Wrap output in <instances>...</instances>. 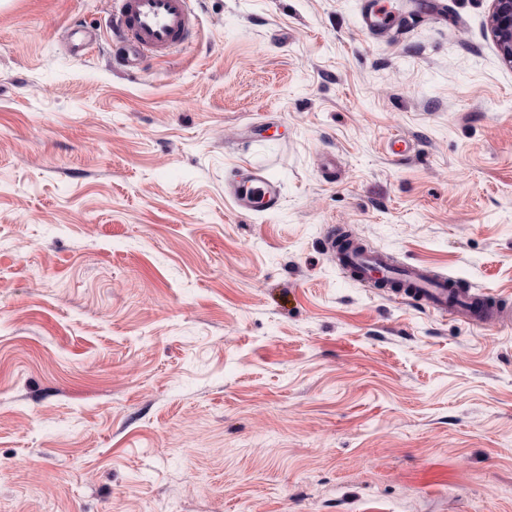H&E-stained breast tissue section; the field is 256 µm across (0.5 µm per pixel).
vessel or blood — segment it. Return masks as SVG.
I'll return each instance as SVG.
<instances>
[{
	"label": "vessel or blood",
	"mask_w": 512,
	"mask_h": 512,
	"mask_svg": "<svg viewBox=\"0 0 512 512\" xmlns=\"http://www.w3.org/2000/svg\"><path fill=\"white\" fill-rule=\"evenodd\" d=\"M366 5L365 26L375 31L399 29L401 23L421 12L416 5L408 12L397 13L387 0H366ZM198 26L190 0H112L109 27L123 65L130 68L188 44ZM227 194L243 214L274 212L282 203L279 182L257 168L232 170ZM336 260L358 283L373 285L382 279L396 282L397 299L439 315L460 313L472 324L482 326L512 323V307L473 293L456 279L435 275L425 267L393 265L389 258L366 247L339 252Z\"/></svg>",
	"instance_id": "vessel-or-blood-1"
}]
</instances>
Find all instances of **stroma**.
Wrapping results in <instances>:
<instances>
[{"instance_id":"stroma-1","label":"stroma","mask_w":512,"mask_h":512,"mask_svg":"<svg viewBox=\"0 0 512 512\" xmlns=\"http://www.w3.org/2000/svg\"><path fill=\"white\" fill-rule=\"evenodd\" d=\"M363 3L192 0L197 42L124 70L109 0H0V512H512V325L324 237L512 305V67L491 0ZM367 8L363 13L365 26L374 31L400 30V22H406L421 13V6L415 4L411 10L398 14L388 3L378 0H365ZM227 194L240 213L274 212L282 203L278 181L258 168L232 170L227 179ZM336 261L358 283L376 285L380 279L400 284L391 293L403 302L421 305L441 316L465 315L475 325H508L512 307L472 293L455 278L438 276L418 265L395 266L383 254L361 246L336 253Z\"/></svg>"}]
</instances>
